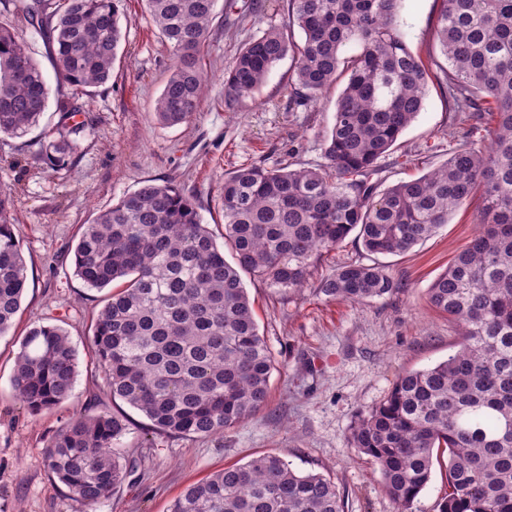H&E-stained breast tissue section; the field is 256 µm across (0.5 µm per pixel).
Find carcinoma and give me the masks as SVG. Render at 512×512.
Segmentation results:
<instances>
[{"label": "carcinoma", "instance_id": "obj_1", "mask_svg": "<svg viewBox=\"0 0 512 512\" xmlns=\"http://www.w3.org/2000/svg\"><path fill=\"white\" fill-rule=\"evenodd\" d=\"M123 0H43L23 7L47 32L63 82L97 87L112 76L123 39ZM176 62L155 100L165 125L199 111V54L217 0H144ZM287 20L251 39L224 77V99H252L271 68L296 57L291 99L308 102L347 81L336 99L318 168L243 167L224 178V245L192 196L146 181L98 213L74 248V273L89 287H117L93 324L92 343L112 399L152 429L210 437L267 406L274 359L259 333L242 275L289 294L315 260L351 234L373 255H396L432 236L480 196L479 230L428 289L430 305L462 330L457 351L399 374L387 397L357 414L347 444L378 466L400 512L448 459L438 512H512V0H441L436 38L441 82L459 121L493 123L486 148L465 143L441 167L383 191L378 161L424 108L429 69L405 41L404 0H287ZM299 29L301 42L293 41ZM42 70L14 30L0 26V135H24L45 112ZM59 125L40 145L51 169L76 150L69 125L80 107L56 98ZM13 196L0 190V336L13 326L26 263L13 229ZM229 252L233 262L225 260ZM400 288L384 266L355 261L323 277L317 292L360 303ZM77 373L67 332L38 323L23 338L11 380L33 414L66 400ZM121 413L95 405L72 417L46 448L44 466L73 501L92 507L132 475L119 448ZM328 476L302 474L278 455L227 466L189 485L170 512H345Z\"/></svg>", "mask_w": 512, "mask_h": 512}]
</instances>
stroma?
Returning <instances> with one entry per match:
<instances>
[{
	"mask_svg": "<svg viewBox=\"0 0 512 512\" xmlns=\"http://www.w3.org/2000/svg\"><path fill=\"white\" fill-rule=\"evenodd\" d=\"M258 3L235 26L227 25L226 8L217 5L201 50L209 79L189 121L166 126L157 119L154 103L172 68V51L144 0H123L124 38L112 77L86 88L77 100L81 114L70 163L53 170L36 157L43 131L59 120L54 110L24 137L0 136V188L14 197V232L27 264L21 309L0 336V512H169L187 485L265 453L282 456L300 472L331 476L345 496L346 512H398L377 466L348 447L347 435L357 412L382 401L398 374L432 366L453 352L459 331L430 307L427 293L469 244L476 230L474 204L456 211L409 252L382 257L401 284L391 296L348 303L318 294L322 277L336 265L373 263L352 236L316 262L302 291L284 295L246 280L275 360L268 404L246 423L217 436L182 438L152 433L148 420L129 410L123 444L135 471L109 499L89 509L73 501L44 466L46 447L73 414L95 402L113 407L91 344V325L105 294L74 274V247L84 224L144 181H168L194 196L204 223L220 239L225 177L251 165L288 163L297 169L325 162V136L341 87L333 85L308 105L291 103L292 56L272 68L256 102L224 105V75L239 49L287 17L286 0ZM440 6V0H405L402 12L408 46L432 69L445 63L435 39ZM21 7L20 0H0V24L26 42L50 97L71 93L46 39L27 24ZM462 138L439 80H431L423 110L378 162L382 187L445 164ZM38 322L67 331L77 352V376L68 399L34 415L15 399L11 377L20 342Z\"/></svg>",
	"mask_w": 512,
	"mask_h": 512,
	"instance_id": "stroma-1",
	"label": "stroma"
}]
</instances>
